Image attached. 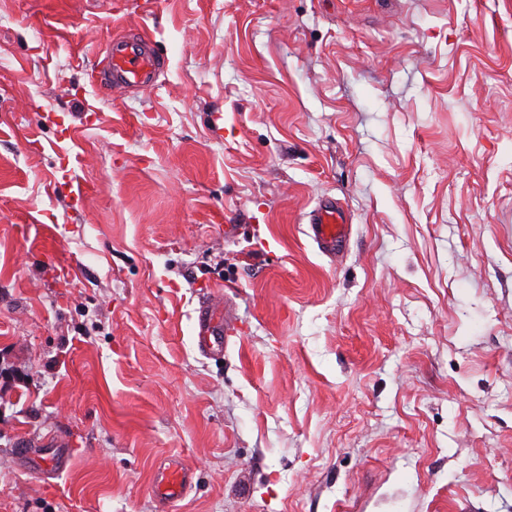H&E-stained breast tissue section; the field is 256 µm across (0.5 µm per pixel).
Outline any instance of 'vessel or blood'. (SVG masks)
I'll list each match as a JSON object with an SVG mask.
<instances>
[{"instance_id": "vessel-or-blood-1", "label": "vessel or blood", "mask_w": 512, "mask_h": 512, "mask_svg": "<svg viewBox=\"0 0 512 512\" xmlns=\"http://www.w3.org/2000/svg\"><path fill=\"white\" fill-rule=\"evenodd\" d=\"M165 68L164 58L148 45L147 39L133 35L113 36L95 60L89 77L91 82L108 92L143 90L156 84ZM308 236L319 250L329 256L344 252L350 231L343 222V208L334 199L318 202L308 215ZM234 324L206 303L199 310L198 343L203 350L223 352ZM194 473L178 459H169L156 471L151 490L160 506L186 495Z\"/></svg>"}]
</instances>
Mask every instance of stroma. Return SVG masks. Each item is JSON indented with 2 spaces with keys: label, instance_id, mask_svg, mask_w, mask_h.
<instances>
[{
  "label": "stroma",
  "instance_id": "stroma-1",
  "mask_svg": "<svg viewBox=\"0 0 512 512\" xmlns=\"http://www.w3.org/2000/svg\"><path fill=\"white\" fill-rule=\"evenodd\" d=\"M0 512H512V0H0ZM147 44L145 37L113 36L88 74L91 82L110 93L140 91L155 85L164 71L165 59ZM307 217L306 234L321 252L332 257L344 252L350 231L347 224H343V208L335 199L319 201ZM234 324L218 312L214 304L204 303L199 310L197 336L204 351L224 352V343L232 336ZM193 470L176 458L161 465L151 485L152 493L163 508L183 497L192 486Z\"/></svg>",
  "mask_w": 512,
  "mask_h": 512
}]
</instances>
